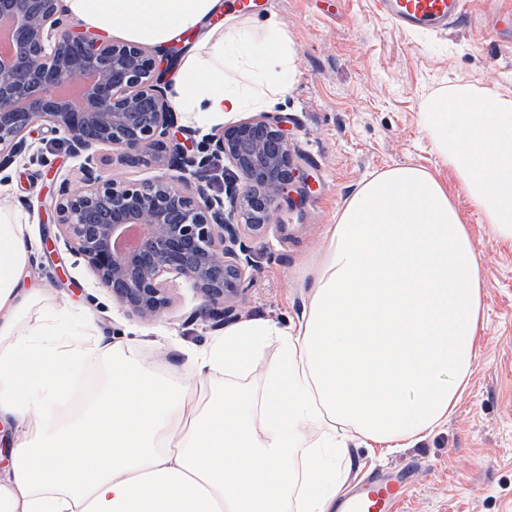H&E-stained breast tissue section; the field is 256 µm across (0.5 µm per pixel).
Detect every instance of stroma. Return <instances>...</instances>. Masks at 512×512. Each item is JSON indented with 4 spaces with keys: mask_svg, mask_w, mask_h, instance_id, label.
I'll list each match as a JSON object with an SVG mask.
<instances>
[{
    "mask_svg": "<svg viewBox=\"0 0 512 512\" xmlns=\"http://www.w3.org/2000/svg\"><path fill=\"white\" fill-rule=\"evenodd\" d=\"M256 2V9L237 12V21L259 30L277 16L296 50V74L266 110L285 121L309 185L294 203L281 204L267 236L252 242L251 282L236 315L284 323L306 301L297 280L303 259L362 179L412 164L455 189L421 128L420 103L455 83L512 95V31L496 30L493 21L494 12L512 14V0H467L462 21L442 33L399 30L372 0ZM33 137L37 157L1 172L0 191L28 215L40 244L36 277L58 300L93 315L105 335L139 338L146 363L190 377L183 349L218 333L200 313L202 298L176 281L160 319L123 313L58 240L49 203L62 180H77L78 160L59 137L39 130ZM453 199L480 253L484 281L486 322L470 386L447 424L420 444L390 453L354 448L349 479L406 467L414 480L402 512H512V246L489 238L462 192L455 189Z\"/></svg>",
    "mask_w": 512,
    "mask_h": 512,
    "instance_id": "stroma-1",
    "label": "stroma"
}]
</instances>
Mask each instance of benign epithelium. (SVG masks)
Returning a JSON list of instances; mask_svg holds the SVG:
<instances>
[{
	"mask_svg": "<svg viewBox=\"0 0 512 512\" xmlns=\"http://www.w3.org/2000/svg\"><path fill=\"white\" fill-rule=\"evenodd\" d=\"M9 21L0 51V172L30 154L40 125L79 160L81 187L62 181L52 196L63 240L127 312L160 317L169 286L188 284L217 323L235 316L248 288V242L263 238L271 216L303 172L283 121L263 112L221 127L208 150L190 154L172 139L176 115L169 73L182 49L151 52L139 43L102 40L63 18L59 0H0ZM112 146L130 163L167 158L175 176L138 185L101 165ZM225 157L233 172L224 193L197 183Z\"/></svg>",
	"mask_w": 512,
	"mask_h": 512,
	"instance_id": "obj_1",
	"label": "benign epithelium"
}]
</instances>
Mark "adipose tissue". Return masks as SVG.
<instances>
[{"label": "adipose tissue", "mask_w": 512, "mask_h": 512, "mask_svg": "<svg viewBox=\"0 0 512 512\" xmlns=\"http://www.w3.org/2000/svg\"><path fill=\"white\" fill-rule=\"evenodd\" d=\"M86 28L154 47L193 38L173 83L187 123L264 109L295 49L224 0H61ZM420 124L489 236L512 244V98L455 84ZM300 270L295 321L247 317L145 364L136 339L23 285L36 242L0 197V512H332L353 439L392 452L457 408L484 328L481 260L447 184L396 166L361 181ZM277 358L258 368L266 350Z\"/></svg>", "instance_id": "1"}]
</instances>
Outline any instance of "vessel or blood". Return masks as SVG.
Returning <instances> with one entry per match:
<instances>
[{"mask_svg": "<svg viewBox=\"0 0 512 512\" xmlns=\"http://www.w3.org/2000/svg\"><path fill=\"white\" fill-rule=\"evenodd\" d=\"M376 10L396 27L444 31L464 13L465 0H374ZM399 481L384 471L369 473L336 502V512H396Z\"/></svg>", "mask_w": 512, "mask_h": 512, "instance_id": "1", "label": "vessel or blood"}]
</instances>
